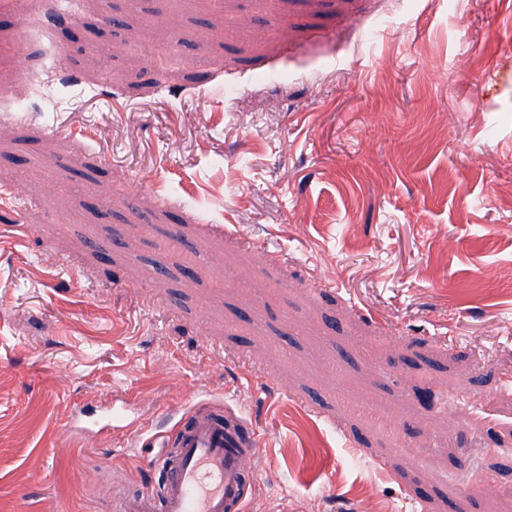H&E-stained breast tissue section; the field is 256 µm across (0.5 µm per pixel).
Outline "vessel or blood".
<instances>
[{"label": "vessel or blood", "instance_id": "obj_1", "mask_svg": "<svg viewBox=\"0 0 512 512\" xmlns=\"http://www.w3.org/2000/svg\"><path fill=\"white\" fill-rule=\"evenodd\" d=\"M175 441L176 455L157 459L160 492L120 500L116 512H244L246 488L258 476L253 432L206 407L185 419Z\"/></svg>", "mask_w": 512, "mask_h": 512}]
</instances>
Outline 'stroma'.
<instances>
[{"label": "stroma", "instance_id": "1", "mask_svg": "<svg viewBox=\"0 0 512 512\" xmlns=\"http://www.w3.org/2000/svg\"><path fill=\"white\" fill-rule=\"evenodd\" d=\"M41 2L0 0V512H113L205 402L247 512H506L512 0ZM109 12L186 64L98 55Z\"/></svg>", "mask_w": 512, "mask_h": 512}]
</instances>
